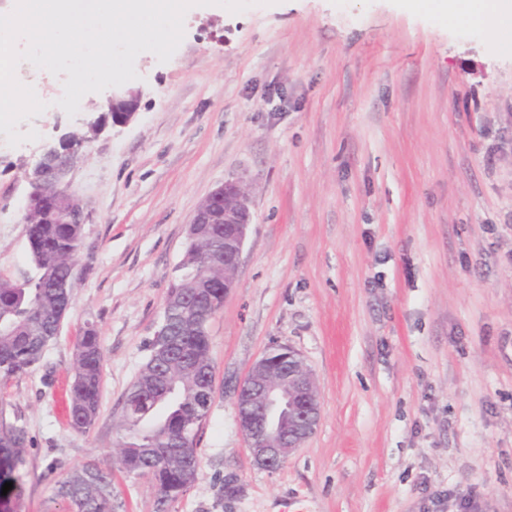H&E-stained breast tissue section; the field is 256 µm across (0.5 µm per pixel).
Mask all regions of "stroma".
<instances>
[{
    "label": "stroma",
    "instance_id": "1",
    "mask_svg": "<svg viewBox=\"0 0 512 512\" xmlns=\"http://www.w3.org/2000/svg\"><path fill=\"white\" fill-rule=\"evenodd\" d=\"M501 43V42H500ZM400 0H278L187 12L167 62L134 63L141 107L67 177L85 224L71 307L41 362L0 384L28 438L17 512H67L56 482L111 453L201 202L242 179L252 224L209 322L214 393L195 483L170 512H512V50ZM21 122L0 151V274L31 275L26 172L87 131ZM104 354L98 417L65 414L76 342ZM279 344L313 374L321 420L274 470L240 433L232 387ZM121 512L150 477L114 476Z\"/></svg>",
    "mask_w": 512,
    "mask_h": 512
}]
</instances>
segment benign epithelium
Wrapping results in <instances>:
<instances>
[{
	"label": "benign epithelium",
	"mask_w": 512,
	"mask_h": 512,
	"mask_svg": "<svg viewBox=\"0 0 512 512\" xmlns=\"http://www.w3.org/2000/svg\"><path fill=\"white\" fill-rule=\"evenodd\" d=\"M141 92L118 88L112 91L108 111L112 124L129 122L139 110ZM77 148L65 143L64 152L56 156L49 167L38 168L39 176L58 186L59 199L42 198L37 191L29 195L26 215L38 206L65 224L83 223L80 204L61 188ZM193 224H231L232 235L224 247V267L237 269L252 224L250 200L239 180L224 182V186L208 196L194 213ZM283 357L274 361L265 354L250 368L234 389L236 422L247 440L257 465L273 470L279 467L293 450L315 433L320 420L318 392L310 369L300 353L288 344L282 345Z\"/></svg>",
	"instance_id": "benign-epithelium-1"
}]
</instances>
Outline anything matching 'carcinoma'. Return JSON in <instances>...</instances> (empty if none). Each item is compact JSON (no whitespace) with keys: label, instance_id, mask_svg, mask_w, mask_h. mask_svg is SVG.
<instances>
[{"label":"carcinoma","instance_id":"1","mask_svg":"<svg viewBox=\"0 0 512 512\" xmlns=\"http://www.w3.org/2000/svg\"><path fill=\"white\" fill-rule=\"evenodd\" d=\"M34 275L22 283L0 277V381L7 382L41 360L57 337L71 305L61 285L70 278L79 252L82 225H25ZM192 236L171 284L163 319L174 335L154 339L149 356L121 402L118 448L106 462L89 461L57 481L54 495L71 512H118L122 504L112 486V471L149 476L157 488V512H168L194 483L200 467L197 442L213 395L214 364L209 320L224 307V290L209 287L224 270L209 258L224 255L228 224H193ZM103 350L94 325L85 326L76 343L70 387V427L85 433L97 417ZM27 430L19 420L0 416V512H14L25 484Z\"/></svg>","mask_w":512,"mask_h":512}]
</instances>
